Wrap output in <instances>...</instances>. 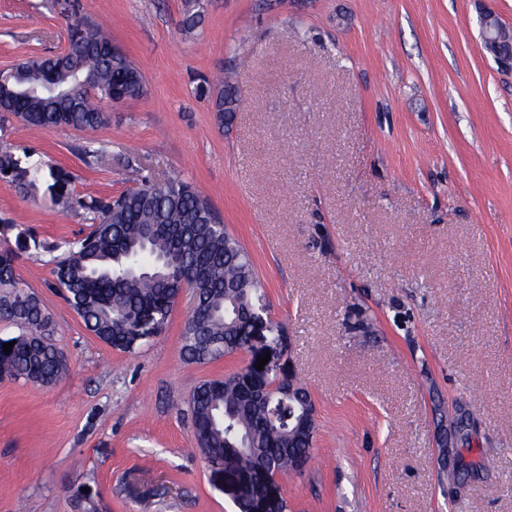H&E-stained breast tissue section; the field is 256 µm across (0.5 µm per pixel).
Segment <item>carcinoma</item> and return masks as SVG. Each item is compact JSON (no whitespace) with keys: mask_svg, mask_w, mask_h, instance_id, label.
Listing matches in <instances>:
<instances>
[{"mask_svg":"<svg viewBox=\"0 0 512 512\" xmlns=\"http://www.w3.org/2000/svg\"><path fill=\"white\" fill-rule=\"evenodd\" d=\"M67 20V48L53 58L22 60L0 71V132L17 120L44 129L95 130L110 121L104 102L122 88L143 92L140 67L112 46L106 26L84 15L79 0H54ZM219 116L231 119L238 90L224 77L201 89ZM17 155L0 145V175L21 188L52 180L51 206L83 213L89 231L60 245L42 242L17 225L0 224L5 236L17 230L18 249L0 244V322L14 328L12 352L0 350V373L13 381L49 385L64 370L63 351L53 342L55 324L40 296L17 273L18 251L51 255L58 294L104 343L125 349L139 315L152 311L165 320L182 279L193 282L196 305L184 322L182 353L206 364L242 349L245 317L260 307L263 284L243 245L224 228L208 199L191 182L160 179L140 165L129 168L134 187L117 198L79 195L64 170ZM257 384L244 371L196 386L189 399L192 430L209 465L250 474L285 473L311 458L315 429L301 402Z\"/></svg>","mask_w":512,"mask_h":512,"instance_id":"cac0c4a2","label":"carcinoma"}]
</instances>
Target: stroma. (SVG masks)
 I'll use <instances>...</instances> for the list:
<instances>
[{"label": "stroma", "mask_w": 512, "mask_h": 512, "mask_svg": "<svg viewBox=\"0 0 512 512\" xmlns=\"http://www.w3.org/2000/svg\"><path fill=\"white\" fill-rule=\"evenodd\" d=\"M142 69V95L95 131L13 125L6 141L116 196L138 164L192 182L245 246L280 322L275 374L316 409L288 512H512V71L479 43L512 0H81ZM51 0H0V69L58 54ZM238 73L231 122L195 88ZM103 146L86 166L87 144ZM59 243L84 229L0 179V218ZM22 280L68 371L0 380V512H239L203 460L188 398L262 341L187 362L183 294L129 350L91 335L45 253Z\"/></svg>", "instance_id": "obj_1"}]
</instances>
